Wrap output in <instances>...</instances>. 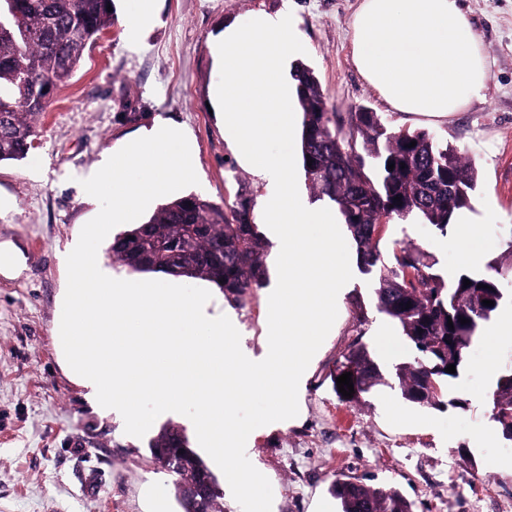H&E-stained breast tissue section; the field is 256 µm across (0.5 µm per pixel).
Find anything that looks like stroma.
Segmentation results:
<instances>
[{
	"instance_id": "stroma-1",
	"label": "stroma",
	"mask_w": 512,
	"mask_h": 512,
	"mask_svg": "<svg viewBox=\"0 0 512 512\" xmlns=\"http://www.w3.org/2000/svg\"><path fill=\"white\" fill-rule=\"evenodd\" d=\"M138 0H113L115 23L87 50L72 79L52 98L26 159L0 163V248L14 263L0 268V512H151L164 489L168 512H183L174 476L157 465L148 438L124 431L121 419L100 414L68 374L55 341L58 301L67 287L65 254L99 202L81 182L128 135L171 117L197 144L199 196L215 203L245 193L259 207L266 186L232 158L208 107L219 69L210 38L226 24L284 0H160L159 18L130 45L125 19ZM299 19L302 62L317 73L332 111L367 107L392 127L447 138L479 172L468 239L484 261L512 245V0H462L471 31L483 46L490 78L482 96L440 122H404L359 75L352 55V19L359 0H291ZM428 252L443 277L462 270L451 236L416 220L388 224L381 251L394 242ZM219 307L241 327V345L255 357L266 349L267 291L245 304L220 297ZM389 319L376 307L372 284L355 273L345 314L307 381L299 422L260 427L246 444L252 464L270 481L272 512H320L339 475L367 485H391L414 512H512V442L491 416L493 387L478 361L446 383L442 407L416 405L401 395L394 367L411 359L398 339L396 358L376 346L373 329ZM367 347L384 381L361 401L339 399L330 374L355 344ZM393 400L407 413L394 420Z\"/></svg>"
}]
</instances>
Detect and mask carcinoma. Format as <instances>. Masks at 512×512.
<instances>
[{
	"label": "carcinoma",
	"instance_id": "obj_1",
	"mask_svg": "<svg viewBox=\"0 0 512 512\" xmlns=\"http://www.w3.org/2000/svg\"><path fill=\"white\" fill-rule=\"evenodd\" d=\"M110 3L0 0V163L27 157L55 91L71 79L87 48L112 27ZM291 76L302 114L307 185L314 200L337 209L355 244L359 269L371 278L378 310L418 353L396 366L401 394L413 404L442 405L445 381L464 368L471 344L503 302L502 266L489 262L483 270H463L447 281L435 260L419 249L396 242L383 256L380 232L388 220L405 224L419 217L447 234L455 214L473 208L478 170L444 137L391 127L365 107L346 120L338 116L308 65L296 63ZM412 141L416 145L410 148ZM266 249L249 198L239 194L221 207L189 194L162 203L146 222L117 233L106 254L130 273L205 280L242 303L266 283ZM465 279L471 282L466 288ZM484 300L494 305L485 306ZM461 317L468 323L461 324ZM449 363L456 373L445 371ZM345 372L352 373L357 400L383 379L363 345L336 362L331 378ZM432 379L439 385L435 395L430 394ZM492 416L502 437L512 440V369L495 381ZM171 438L189 446L182 429L167 425L150 448ZM330 492L339 512H414L391 486L338 478Z\"/></svg>",
	"mask_w": 512,
	"mask_h": 512
}]
</instances>
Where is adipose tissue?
<instances>
[{
	"mask_svg": "<svg viewBox=\"0 0 512 512\" xmlns=\"http://www.w3.org/2000/svg\"><path fill=\"white\" fill-rule=\"evenodd\" d=\"M352 27L358 72L400 114L446 119L489 78L461 0H361Z\"/></svg>",
	"mask_w": 512,
	"mask_h": 512,
	"instance_id": "obj_1",
	"label": "adipose tissue"
}]
</instances>
